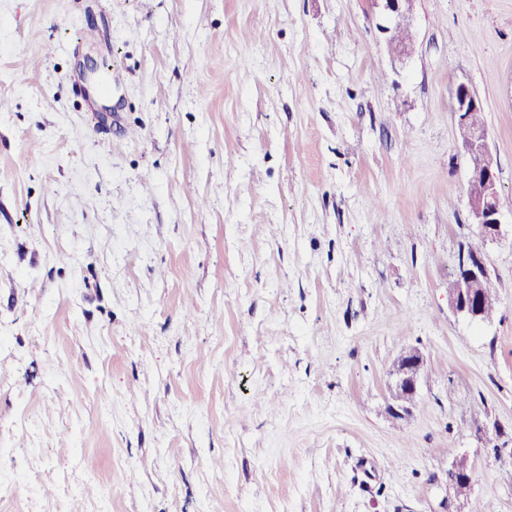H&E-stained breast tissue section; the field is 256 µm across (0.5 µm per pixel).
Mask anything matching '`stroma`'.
<instances>
[{
  "label": "stroma",
  "mask_w": 512,
  "mask_h": 512,
  "mask_svg": "<svg viewBox=\"0 0 512 512\" xmlns=\"http://www.w3.org/2000/svg\"><path fill=\"white\" fill-rule=\"evenodd\" d=\"M413 14L396 74L373 0H0V512H512V0ZM453 103L454 112L457 114L458 120L461 119L462 115L465 114L466 111H472L466 122H458L459 137L460 140H464L468 137L472 128L484 125V109H477L481 103L470 88L464 83L458 84L454 89ZM487 139L488 134L486 127L482 126L476 128L469 141L462 144V149L465 154L473 150H478L483 152L487 157V165L484 168L483 155L479 153H472L467 156L469 170L473 172L478 171L476 173L469 172L468 183L477 181L483 184L482 196L479 184L473 183L470 185V194L475 199H480L475 201L468 195V206L472 222L473 224H478L481 235L485 238L494 240L497 239L501 233V224L499 220L500 194L497 178V166L489 150ZM487 275L486 262L480 252L471 250L462 256L457 280L452 278L448 281L449 293L454 291L456 282H458L456 293L450 298L456 313L474 322L482 321L478 290L480 282ZM423 369V357L416 349L404 350L392 363L389 394L404 392L416 396Z\"/></svg>",
  "instance_id": "stroma-1"
}]
</instances>
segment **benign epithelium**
<instances>
[{
  "instance_id": "obj_1",
  "label": "benign epithelium",
  "mask_w": 512,
  "mask_h": 512,
  "mask_svg": "<svg viewBox=\"0 0 512 512\" xmlns=\"http://www.w3.org/2000/svg\"><path fill=\"white\" fill-rule=\"evenodd\" d=\"M374 4L379 8L382 18L380 32L387 37L391 33L390 24L395 16L413 12L414 0H374ZM453 103L454 112L459 117L480 105L479 99L464 83L458 84L454 89ZM462 149L466 153L478 150L487 157V165L483 170L469 173L468 181L483 184V195L477 201L468 199V206L472 223L478 225L481 235L494 240L501 233L500 194L497 166L489 150L486 127L475 129L469 141L462 144ZM487 275L486 262L481 253L471 250L462 256L457 273L458 288L451 298L456 313L474 322L481 321L478 290L480 282ZM422 369L423 357L418 350L403 351L392 363L389 394H417Z\"/></svg>"
}]
</instances>
